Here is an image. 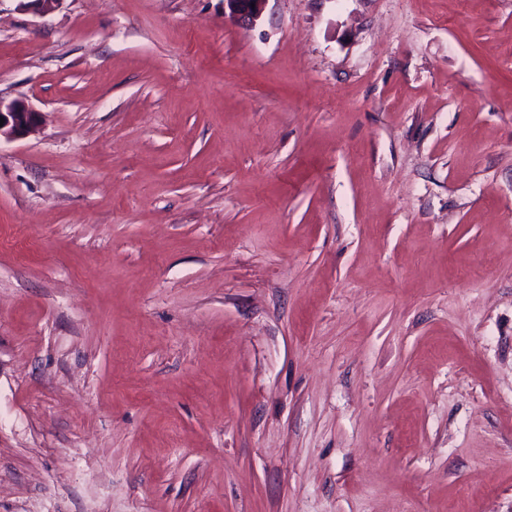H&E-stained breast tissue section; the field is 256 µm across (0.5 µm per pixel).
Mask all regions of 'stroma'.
<instances>
[{"label":"stroma","mask_w":512,"mask_h":512,"mask_svg":"<svg viewBox=\"0 0 512 512\" xmlns=\"http://www.w3.org/2000/svg\"><path fill=\"white\" fill-rule=\"evenodd\" d=\"M0 512H512V0H0ZM267 0H224V10L243 22L253 23L262 15ZM255 4V7H252ZM40 112H35L24 101H13L7 105L0 102V117L4 123L0 127V140L18 139L34 133L40 122Z\"/></svg>","instance_id":"1"}]
</instances>
